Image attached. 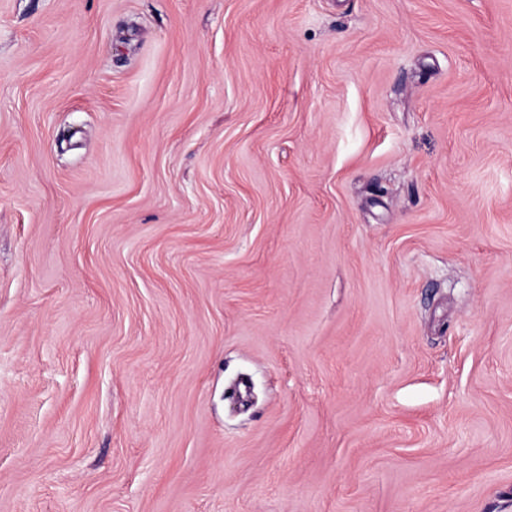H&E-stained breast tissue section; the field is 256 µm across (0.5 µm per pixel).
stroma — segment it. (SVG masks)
I'll return each mask as SVG.
<instances>
[{
    "label": "stroma",
    "instance_id": "obj_1",
    "mask_svg": "<svg viewBox=\"0 0 512 512\" xmlns=\"http://www.w3.org/2000/svg\"><path fill=\"white\" fill-rule=\"evenodd\" d=\"M0 512H512V0H0Z\"/></svg>",
    "mask_w": 512,
    "mask_h": 512
}]
</instances>
